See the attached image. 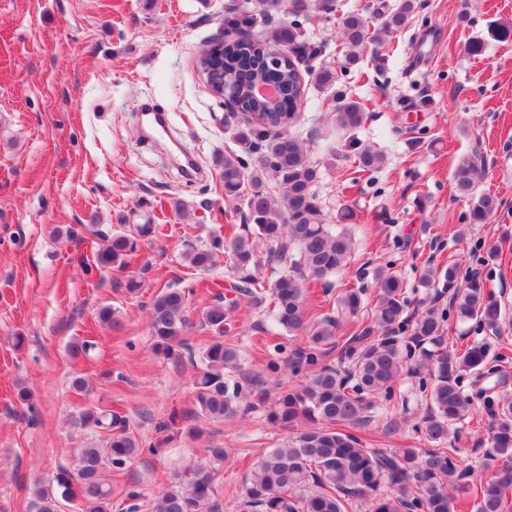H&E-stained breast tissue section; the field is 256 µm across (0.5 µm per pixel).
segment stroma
Wrapping results in <instances>:
<instances>
[{"label": "stroma", "instance_id": "stroma-1", "mask_svg": "<svg viewBox=\"0 0 512 512\" xmlns=\"http://www.w3.org/2000/svg\"><path fill=\"white\" fill-rule=\"evenodd\" d=\"M244 2L0 0V512H37L35 483L71 467L88 439L70 425L88 405L126 417L140 444L109 473L112 512H121L134 487L143 493L140 512H150L175 474L214 446L225 450L218 510L238 512L254 463L290 434L268 421L265 404L221 422L197 413L190 355H157L148 326L155 295L188 290L184 337L191 355L200 354L212 336L203 313L234 279L229 254L213 242L244 235L246 207L225 198L215 159L239 151L235 131L244 120L208 92L196 61L223 32L227 9ZM338 22L314 12L302 25L326 41L317 62L340 71L338 89L367 100L358 137L386 160L353 181L354 151L325 108L332 94L307 86L293 131L319 164L314 191L327 223L349 213L355 239L345 269L310 283V317L330 313L345 288L361 289L373 310V272L386 263L406 282L409 312L447 307V297L419 287L418 278L426 266L458 264L486 282L502 316L493 329L450 321L445 343L485 345L501 357L512 392V38L496 35L512 27V0H417L407 26L360 50L352 67L338 45ZM473 40L483 42L481 55L468 52ZM144 103L167 115L165 134L151 133ZM475 151L483 158L478 189L502 205L488 223L469 226L470 202L455 196L451 172ZM144 224L159 231L139 239L124 268L82 271L109 236ZM59 227L74 228V237L56 236ZM208 249L211 267H188L186 252ZM132 279L138 291H128ZM105 305L118 326L98 320ZM272 337L282 351L269 348ZM85 339L88 352L72 355L70 344ZM306 341L243 295L224 334L243 373L272 396L280 384L304 380L292 358ZM271 360L278 373L268 372ZM77 373L91 379L90 395L72 391ZM461 383L473 405L448 442L477 466L473 444L489 415L471 377ZM23 387L32 406L16 398ZM391 392L389 406L375 404L370 421L353 429L366 447L419 440L415 427L429 400L418 375L403 370Z\"/></svg>", "mask_w": 512, "mask_h": 512}]
</instances>
